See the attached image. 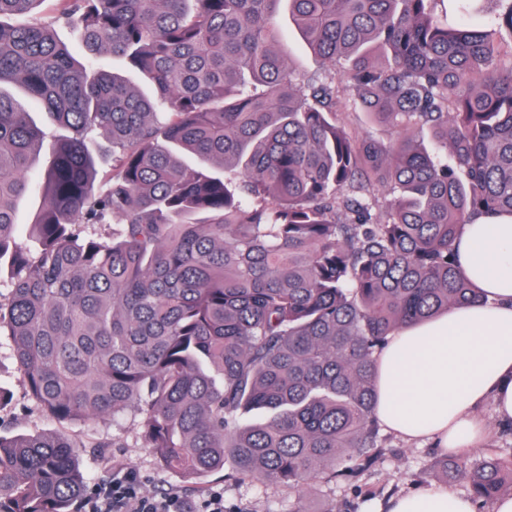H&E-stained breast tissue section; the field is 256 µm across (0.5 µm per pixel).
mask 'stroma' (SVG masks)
<instances>
[{
    "mask_svg": "<svg viewBox=\"0 0 512 512\" xmlns=\"http://www.w3.org/2000/svg\"><path fill=\"white\" fill-rule=\"evenodd\" d=\"M0 418L9 422L12 433L53 432L60 430L58 421L49 418L29 396L23 373L12 353L8 336H0ZM119 432L124 438L120 448H106L92 453L79 449L76 462L92 486L108 480L113 472L126 468L138 474L139 489L147 497L176 494L195 503L203 502L214 492L224 495L226 512H291L295 497L288 489L275 488L257 479L236 478L232 467L198 478L196 483L184 482L182 476L166 466L153 449L147 448L140 431L131 418L111 420L105 417L83 425L86 439L111 436ZM386 453L360 478L358 485H336L325 473H316L303 502L307 512H320L328 501L350 500L356 512H383L390 498L415 493L425 488L451 486L463 493L465 480L446 483L443 476L420 478L419 472L430 460L440 457V449L432 443L405 441L386 433Z\"/></svg>",
    "mask_w": 512,
    "mask_h": 512,
    "instance_id": "obj_1",
    "label": "stroma"
}]
</instances>
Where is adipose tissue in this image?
Listing matches in <instances>:
<instances>
[{
    "instance_id": "ef3b65f1",
    "label": "adipose tissue",
    "mask_w": 512,
    "mask_h": 512,
    "mask_svg": "<svg viewBox=\"0 0 512 512\" xmlns=\"http://www.w3.org/2000/svg\"><path fill=\"white\" fill-rule=\"evenodd\" d=\"M462 274L481 302L399 330L378 359L376 414L406 441L474 448L489 436L475 414L493 397L512 418V216H480L455 242ZM389 512H472L465 495L431 489L393 499Z\"/></svg>"
}]
</instances>
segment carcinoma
I'll return each instance as SVG.
<instances>
[{
  "instance_id": "carcinoma-1",
  "label": "carcinoma",
  "mask_w": 512,
  "mask_h": 512,
  "mask_svg": "<svg viewBox=\"0 0 512 512\" xmlns=\"http://www.w3.org/2000/svg\"><path fill=\"white\" fill-rule=\"evenodd\" d=\"M43 2L0 0V335L31 397L60 422L138 419L186 480L230 459L301 501L317 471L359 477L382 447L377 355L481 300L454 241L512 215V0H54L30 18ZM283 6L320 74L290 71ZM60 24L151 94L75 60ZM348 105L402 136H357ZM86 447L121 440L0 435V512H77ZM435 469L483 512L512 444ZM43 204V199L39 195H33L26 200H24L18 208L17 211V222L21 225V228L18 233V237L20 240H26L28 236L27 225L31 224L37 213L40 211Z\"/></svg>"
}]
</instances>
